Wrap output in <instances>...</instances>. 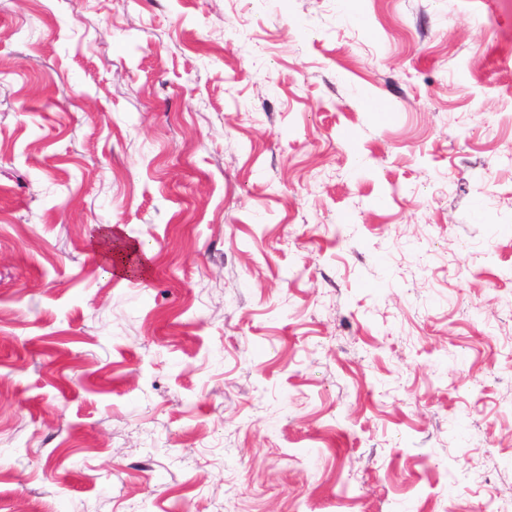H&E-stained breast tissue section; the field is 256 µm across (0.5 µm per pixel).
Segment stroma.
I'll list each match as a JSON object with an SVG mask.
<instances>
[{
  "label": "stroma",
  "instance_id": "1",
  "mask_svg": "<svg viewBox=\"0 0 512 512\" xmlns=\"http://www.w3.org/2000/svg\"><path fill=\"white\" fill-rule=\"evenodd\" d=\"M0 512H512V0H0ZM119 235L112 230L111 225H104L100 230L97 241L95 242L96 250L101 258V262L110 269V274L123 277L133 276L144 278L150 269L151 254L145 252L141 255L140 264L135 267V274L127 263L126 255L134 251H138L135 244H120ZM114 246V250H112Z\"/></svg>",
  "mask_w": 512,
  "mask_h": 512
}]
</instances>
